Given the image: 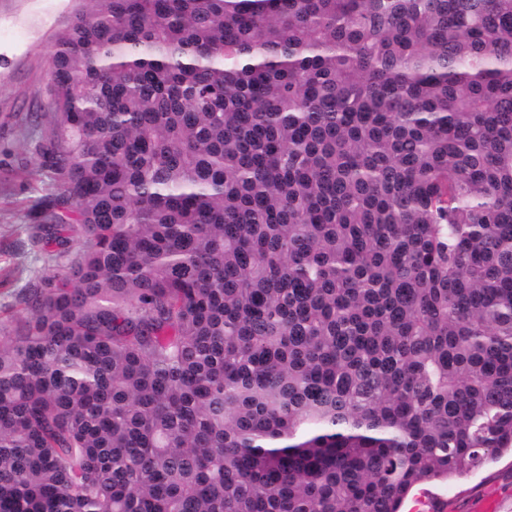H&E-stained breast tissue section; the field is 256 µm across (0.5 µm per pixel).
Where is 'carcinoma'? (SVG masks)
Wrapping results in <instances>:
<instances>
[{
    "mask_svg": "<svg viewBox=\"0 0 512 512\" xmlns=\"http://www.w3.org/2000/svg\"><path fill=\"white\" fill-rule=\"evenodd\" d=\"M85 2L0 512H400L512 454V0Z\"/></svg>",
    "mask_w": 512,
    "mask_h": 512,
    "instance_id": "carcinoma-1",
    "label": "carcinoma"
}]
</instances>
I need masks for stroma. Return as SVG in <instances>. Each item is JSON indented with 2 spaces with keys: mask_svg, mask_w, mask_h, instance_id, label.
Masks as SVG:
<instances>
[{
  "mask_svg": "<svg viewBox=\"0 0 512 512\" xmlns=\"http://www.w3.org/2000/svg\"><path fill=\"white\" fill-rule=\"evenodd\" d=\"M81 8V0H0V326L23 317L20 294L60 263L31 237L58 192L56 176L38 165L50 132L49 52ZM424 490L447 499V512H512V458Z\"/></svg>",
  "mask_w": 512,
  "mask_h": 512,
  "instance_id": "1",
  "label": "stroma"
}]
</instances>
